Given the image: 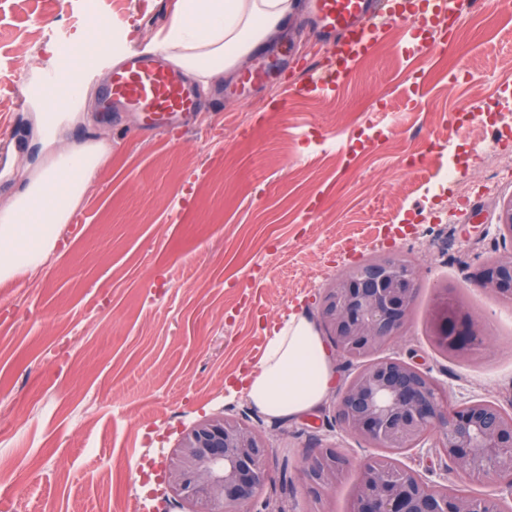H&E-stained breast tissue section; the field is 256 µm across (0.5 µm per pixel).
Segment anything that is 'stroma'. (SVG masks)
<instances>
[{"label": "stroma", "mask_w": 512, "mask_h": 512, "mask_svg": "<svg viewBox=\"0 0 512 512\" xmlns=\"http://www.w3.org/2000/svg\"><path fill=\"white\" fill-rule=\"evenodd\" d=\"M177 0H0V207L45 160L34 115L12 80L39 84L63 50L89 43L102 18L145 50L168 29ZM273 82L289 86L319 66L302 17ZM107 58L85 87L87 107L64 146L106 143L109 159L64 224L49 259L0 280V512H121L148 458L154 490L182 432L214 414L259 428L270 448L263 496L302 512L303 459L325 444L347 458L328 501L348 512L370 450L344 433L332 401L354 365L322 342L332 381L312 410L275 423L243 380L295 314L318 321L315 297L349 264L405 255L420 268L409 325L387 353L424 361L453 407L484 398L512 407V305L473 279L497 253L496 199L512 178L482 193L475 217L429 194L437 169L459 183L480 178L487 156L512 153V132L493 133L512 106V5L482 0L441 29L412 15L384 30L335 90L293 97L279 111L270 91L225 98L195 125L142 137L135 121L102 119ZM445 139L448 152L430 153ZM464 298L488 328L460 362L429 342L439 290ZM76 398H68V391ZM423 478L482 496L496 484L457 477L446 458L408 454Z\"/></svg>", "instance_id": "35a3bbf8"}]
</instances>
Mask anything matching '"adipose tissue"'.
<instances>
[{
    "instance_id": "obj_1",
    "label": "adipose tissue",
    "mask_w": 512,
    "mask_h": 512,
    "mask_svg": "<svg viewBox=\"0 0 512 512\" xmlns=\"http://www.w3.org/2000/svg\"><path fill=\"white\" fill-rule=\"evenodd\" d=\"M299 0H179L172 24L155 50L200 85L236 73L260 44L284 32ZM83 92L67 111L44 110L36 121L53 151V167L36 173L27 191L0 209V277L31 270L51 251L94 172L108 157L107 145L60 150L64 124L79 116ZM331 381L328 355L318 330L304 316L291 317L271 342L258 372L249 380L254 406L272 418L300 415L317 406Z\"/></svg>"
}]
</instances>
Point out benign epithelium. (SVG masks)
<instances>
[{
	"label": "benign epithelium",
	"mask_w": 512,
	"mask_h": 512,
	"mask_svg": "<svg viewBox=\"0 0 512 512\" xmlns=\"http://www.w3.org/2000/svg\"><path fill=\"white\" fill-rule=\"evenodd\" d=\"M495 229L506 243L477 274L492 298L512 294V195L497 200ZM419 284L417 264L373 256L345 268L319 294L322 324L336 351L360 365L340 390L334 419L352 437L377 449L360 468L348 512H512V409L472 399L452 409L431 371L414 361L382 355L411 319ZM488 330L466 303L444 292L432 310L431 342L443 354L469 357ZM424 454L438 450L454 473L500 486L499 497L479 498L395 464L380 451ZM264 436L233 415H216L186 430L166 476V500L190 512H261L268 480ZM346 459L326 445L308 455L301 473L314 500L327 496Z\"/></svg>",
	"instance_id": "obj_1"
}]
</instances>
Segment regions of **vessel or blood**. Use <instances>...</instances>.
<instances>
[{
  "instance_id": "obj_1",
  "label": "vessel or blood",
  "mask_w": 512,
  "mask_h": 512,
  "mask_svg": "<svg viewBox=\"0 0 512 512\" xmlns=\"http://www.w3.org/2000/svg\"><path fill=\"white\" fill-rule=\"evenodd\" d=\"M406 8L405 0H308L305 23L317 42L331 45L332 52L327 70L309 72L301 89L322 90L329 79L345 75L386 26L404 21ZM112 51V41L89 42L78 51L62 54L39 86L20 79L15 89L23 98L38 92L56 106H65L68 79L82 82L91 78ZM100 109L134 113L138 132L151 134L174 124L191 126L203 104L196 86L164 54H132L113 68L102 90Z\"/></svg>"
}]
</instances>
